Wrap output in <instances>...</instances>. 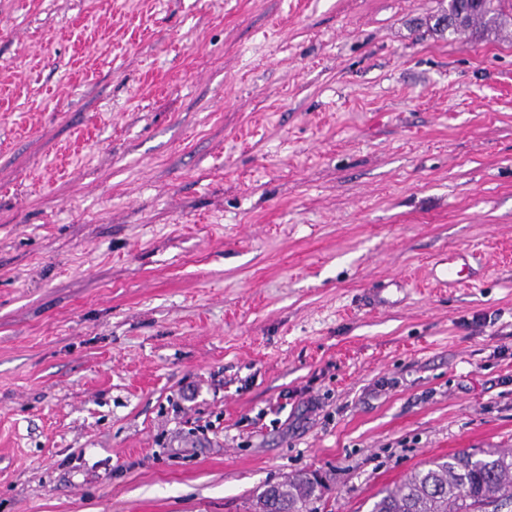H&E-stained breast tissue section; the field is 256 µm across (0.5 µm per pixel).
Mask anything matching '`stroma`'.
I'll list each match as a JSON object with an SVG mask.
<instances>
[{"instance_id":"obj_1","label":"stroma","mask_w":512,"mask_h":512,"mask_svg":"<svg viewBox=\"0 0 512 512\" xmlns=\"http://www.w3.org/2000/svg\"><path fill=\"white\" fill-rule=\"evenodd\" d=\"M447 6L0 0V512H368L512 446V6ZM482 0H449L447 14L442 19L444 25H458L466 20L467 9L480 5ZM441 261V264L445 265L442 282L448 285V288H459L465 284L471 286L464 281L461 274L473 269L472 264H480L479 254L473 249L452 250ZM325 487L313 483L308 473H298L285 481L268 485L260 492L252 507L254 512H319Z\"/></svg>"}]
</instances>
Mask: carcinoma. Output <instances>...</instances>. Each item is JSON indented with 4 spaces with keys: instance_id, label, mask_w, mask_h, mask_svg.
<instances>
[{
    "instance_id": "cac0c4a2",
    "label": "carcinoma",
    "mask_w": 512,
    "mask_h": 512,
    "mask_svg": "<svg viewBox=\"0 0 512 512\" xmlns=\"http://www.w3.org/2000/svg\"><path fill=\"white\" fill-rule=\"evenodd\" d=\"M499 18V0H485L470 24ZM325 487L298 473L268 485L253 512H321ZM512 504V448L462 450L427 461L398 484L379 491L368 512H486Z\"/></svg>"
}]
</instances>
